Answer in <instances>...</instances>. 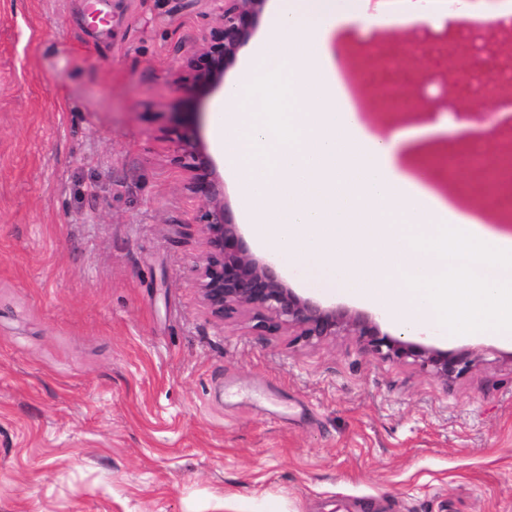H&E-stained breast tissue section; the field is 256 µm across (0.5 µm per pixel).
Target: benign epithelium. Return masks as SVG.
Segmentation results:
<instances>
[{"label":"benign epithelium","instance_id":"obj_1","mask_svg":"<svg viewBox=\"0 0 512 512\" xmlns=\"http://www.w3.org/2000/svg\"><path fill=\"white\" fill-rule=\"evenodd\" d=\"M265 3L266 0H222L221 26L211 33L203 51L186 62V90L223 85L225 70L257 30ZM498 81L497 72L485 70L480 85L467 91L463 86L468 83V76L461 72L451 84L448 75H443L440 86L445 96H464V111L494 129L503 121L486 103L512 106V99L486 95ZM175 142L179 147L177 162L189 173L190 189L203 203L194 220L200 227L203 247V263L196 267V284L201 304L210 316L224 322L239 312H250L253 330L266 333L293 329L307 341L349 330L361 338L368 350L389 358L411 357L444 378L469 366L465 356L450 357L446 352L382 334L367 315L323 308L298 296L271 264L248 249L224 202V179L200 145L196 130L181 127L175 132Z\"/></svg>","mask_w":512,"mask_h":512}]
</instances>
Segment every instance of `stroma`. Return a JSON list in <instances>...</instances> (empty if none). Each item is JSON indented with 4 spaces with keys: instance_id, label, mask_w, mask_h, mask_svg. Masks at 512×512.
<instances>
[{
    "instance_id": "1",
    "label": "stroma",
    "mask_w": 512,
    "mask_h": 512,
    "mask_svg": "<svg viewBox=\"0 0 512 512\" xmlns=\"http://www.w3.org/2000/svg\"><path fill=\"white\" fill-rule=\"evenodd\" d=\"M218 0H0V512H512V339L420 336L470 368L444 379L341 332L308 343L204 310L201 208L172 129L211 136L222 90L177 77ZM418 28L355 26L409 69ZM438 88L370 131L456 123ZM428 141L412 167L470 208L469 155ZM261 259L301 297L368 304Z\"/></svg>"
}]
</instances>
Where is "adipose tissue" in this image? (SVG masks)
<instances>
[{
	"label": "adipose tissue",
	"instance_id": "adipose-tissue-1",
	"mask_svg": "<svg viewBox=\"0 0 512 512\" xmlns=\"http://www.w3.org/2000/svg\"><path fill=\"white\" fill-rule=\"evenodd\" d=\"M355 8L278 0L225 84L212 137L255 247L411 334L512 338V234L457 209L405 171L422 130L378 135L341 108L332 39ZM439 0L372 26L440 24Z\"/></svg>",
	"mask_w": 512,
	"mask_h": 512
}]
</instances>
